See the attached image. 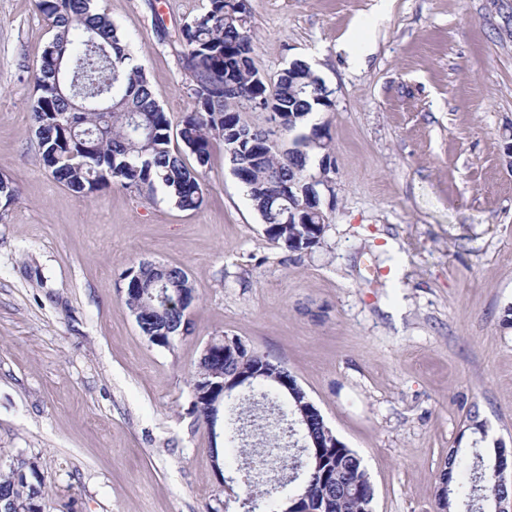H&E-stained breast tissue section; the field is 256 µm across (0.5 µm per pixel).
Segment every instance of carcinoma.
<instances>
[{
    "instance_id": "1",
    "label": "carcinoma",
    "mask_w": 512,
    "mask_h": 512,
    "mask_svg": "<svg viewBox=\"0 0 512 512\" xmlns=\"http://www.w3.org/2000/svg\"><path fill=\"white\" fill-rule=\"evenodd\" d=\"M36 6L51 39L35 63L31 117L40 160L56 181L79 194L112 182L138 192L161 188L177 208L195 210L203 203L205 167L212 141L218 139L262 220L266 237L293 253L320 243L334 203L319 202L323 218L309 226L297 223L292 214L304 200L295 198L284 209L279 196L288 192L291 181L305 188L310 181L320 184L328 178L330 170L321 165V159L332 158L331 140L324 138L317 114L331 107V92L301 60L283 69L274 86L266 84L253 62L247 28L249 0H206L204 12L179 29L176 42L184 47L182 63L192 78L189 91L194 110L175 126L98 0H36ZM230 80L237 84L233 98L224 95V83ZM248 102L251 110L259 112L275 105L288 133V148L269 144L264 129L242 119L241 108ZM130 105L137 113L134 124L127 117ZM100 128L105 133L97 147L85 150L81 133ZM173 133L195 156L197 165L187 164L180 152L171 149ZM147 265L140 261L126 270L127 282L146 288L127 294L126 304L131 310L140 309L137 325L147 341L168 348L169 337L187 323L195 290L179 266L172 267L164 286L148 288ZM249 354L245 347L224 349L220 337L201 350L191 383L197 420L207 421L220 374L255 366L264 369L270 385L288 379L294 403L307 404V394L292 376H282L275 364L260 363ZM273 411L266 399L249 404L239 417L241 435L246 439L269 436L265 423ZM304 433L309 440L336 442L327 452L326 476L297 491L308 508L372 512L374 490L359 454L337 440L321 416H312ZM451 467L467 474L468 481L439 491V512H453L460 503L472 508L476 500L497 492L490 466L479 452L454 455ZM44 486V477L30 458H20L0 471V497L9 512H44Z\"/></svg>"
}]
</instances>
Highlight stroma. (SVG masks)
<instances>
[{"instance_id": "stroma-1", "label": "stroma", "mask_w": 512, "mask_h": 512, "mask_svg": "<svg viewBox=\"0 0 512 512\" xmlns=\"http://www.w3.org/2000/svg\"><path fill=\"white\" fill-rule=\"evenodd\" d=\"M205 3L100 0L175 123L190 76L156 26ZM249 4L258 71L303 60L332 92L335 208L303 253L266 237L218 140L196 210L57 182L30 119L47 28L35 0H0V176L19 188L0 203V468L34 459L46 512H246L241 442L191 412L218 335L288 369L360 455L373 512H437L450 449L512 448V0ZM141 260L195 287L172 347L126 305Z\"/></svg>"}]
</instances>
